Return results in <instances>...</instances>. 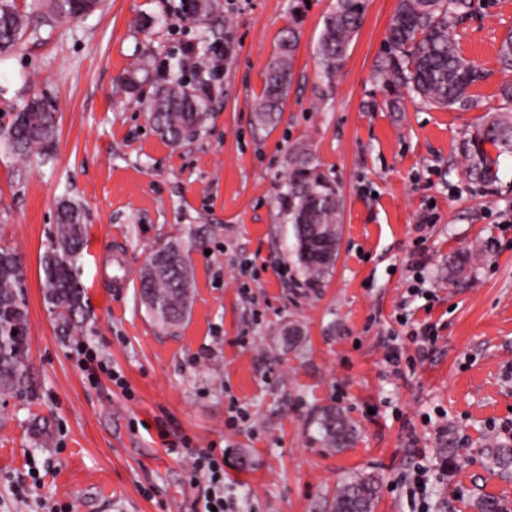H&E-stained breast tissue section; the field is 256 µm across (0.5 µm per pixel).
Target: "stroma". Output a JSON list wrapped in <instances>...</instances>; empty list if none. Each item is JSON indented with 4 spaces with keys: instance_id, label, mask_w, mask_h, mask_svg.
<instances>
[{
    "instance_id": "35a3bbf8",
    "label": "stroma",
    "mask_w": 512,
    "mask_h": 512,
    "mask_svg": "<svg viewBox=\"0 0 512 512\" xmlns=\"http://www.w3.org/2000/svg\"><path fill=\"white\" fill-rule=\"evenodd\" d=\"M335 0H311L278 123L250 108L291 22L289 0H221L203 33L182 0H103L41 28L0 59V128L30 97L52 104L49 157L0 144V247L25 272L28 391L0 396V512H200L208 482L189 470L202 448L224 456L234 512H326L355 472L376 474L374 512H414L403 479L429 471V512H512V157L499 181L470 177L463 143L512 80L497 60L512 0H476L453 22L460 53L484 70L468 109L432 108L379 81L398 0H366L331 93L319 97L314 48ZM156 23L141 32L135 21ZM220 47L211 115L192 141L154 130L148 105L171 58L193 65ZM150 56L140 93L113 82ZM305 141L343 203L335 266L303 283L280 218L288 151ZM87 211L81 280L94 311L56 334L40 257L61 197ZM432 223H421L424 214ZM194 270L190 318L158 333L138 273L171 237ZM470 255L461 276L449 263ZM433 325L419 350L410 331ZM303 333L288 346L289 325ZM398 350L399 366L386 360ZM120 373L125 388L112 380ZM334 406L356 425L349 447L319 442L312 416ZM252 464H235L238 449Z\"/></svg>"
}]
</instances>
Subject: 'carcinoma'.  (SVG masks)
I'll return each instance as SVG.
<instances>
[{"label": "carcinoma", "instance_id": "carcinoma-1", "mask_svg": "<svg viewBox=\"0 0 512 512\" xmlns=\"http://www.w3.org/2000/svg\"><path fill=\"white\" fill-rule=\"evenodd\" d=\"M40 9L25 12L16 0H0V55L15 50L30 31L94 12L100 0H36ZM294 26L281 36L265 71L261 96L251 104L262 126L276 122L294 77L298 44L295 25L307 8V0H292ZM473 0H399L388 28V51L378 77L398 85L425 105L440 108L471 103V88L485 78L484 72L459 52L448 31V20L468 14ZM186 16L204 26L218 21L220 0H183ZM364 16L362 0H336L323 18L316 46L320 64L319 95L325 96L336 81L348 48ZM498 62L512 71V33L500 42ZM184 63L171 58L168 69L173 78L158 86L150 104V118L156 132L177 144L195 139L211 111L205 91L208 78L219 70L216 51L205 48L199 55L193 80L183 78ZM140 67L116 81V91L133 94L138 89ZM507 106L486 115L464 142L470 172L484 185L499 180V157L512 156V83L499 89ZM55 110L44 100L32 98L3 133L8 148L21 157L47 154L56 131ZM496 151L491 157L487 148ZM287 190L281 197V211L293 226L295 258L304 282L314 285L329 275L334 262L324 249L337 251L340 240L341 199L336 186L321 171L306 142L289 151ZM85 214L81 204L62 199L56 208V222L40 265L44 300L54 315L62 336H72L89 319L86 292L80 281L79 261L85 249ZM142 268L139 300L152 321L163 331L176 330L190 315L194 277L183 241L173 238L156 251ZM30 326L25 296V278L17 253L0 250V395L16 396L26 390ZM321 440L340 451L350 445L355 426L334 407L314 417ZM378 480L373 475L355 474L345 479L328 502L329 512H373L378 498Z\"/></svg>", "mask_w": 512, "mask_h": 512}]
</instances>
